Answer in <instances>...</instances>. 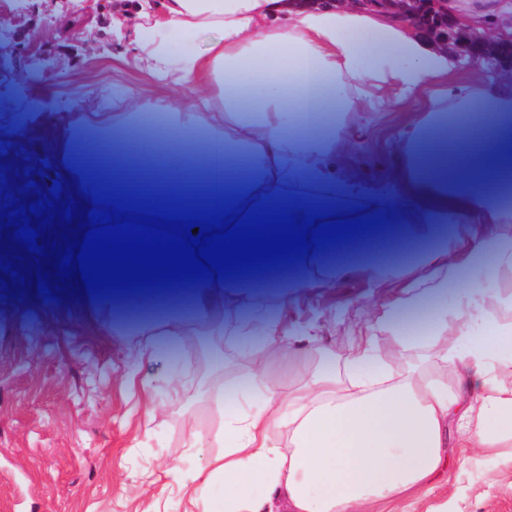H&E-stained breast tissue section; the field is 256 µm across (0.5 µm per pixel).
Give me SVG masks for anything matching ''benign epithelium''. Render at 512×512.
Returning a JSON list of instances; mask_svg holds the SVG:
<instances>
[{
	"label": "benign epithelium",
	"mask_w": 512,
	"mask_h": 512,
	"mask_svg": "<svg viewBox=\"0 0 512 512\" xmlns=\"http://www.w3.org/2000/svg\"><path fill=\"white\" fill-rule=\"evenodd\" d=\"M368 10L391 11L403 14L418 28L434 32L435 37L463 48L465 51L488 59L506 77L512 72V41H485L462 29L450 16L448 10L439 11L433 3L447 0H355Z\"/></svg>",
	"instance_id": "1"
}]
</instances>
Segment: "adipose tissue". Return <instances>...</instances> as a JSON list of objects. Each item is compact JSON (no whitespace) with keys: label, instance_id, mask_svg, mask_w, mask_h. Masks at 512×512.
Masks as SVG:
<instances>
[{"label":"adipose tissue","instance_id":"1","mask_svg":"<svg viewBox=\"0 0 512 512\" xmlns=\"http://www.w3.org/2000/svg\"><path fill=\"white\" fill-rule=\"evenodd\" d=\"M468 26L512 37V0H448ZM135 26L138 59L151 75L198 89L196 102L169 98L162 142L146 135L142 115L125 112L128 138L92 157L85 174L128 190L211 199L280 195L284 183L362 196L367 213L385 211L387 248L415 262L397 265L394 297L368 313L344 353L289 336L282 320L257 312L237 320L249 360L232 405L216 395L220 423L191 427L190 447L212 456L182 488L224 492L222 512H416L455 448L512 462V92L455 83L447 47L422 39L407 18L363 10L297 7L294 0H142ZM215 37L202 52L175 53L172 37ZM438 92L425 115L399 131L401 161L390 196L334 177L322 154L346 133L349 113L367 91H393L394 103L426 86ZM489 114L472 117L487 97ZM448 247H441V240ZM305 287L358 277L376 286L372 250L332 260L310 252L300 263ZM453 277V294L444 291ZM246 280L160 289L146 311L170 336H190L208 321L214 348L225 319L246 301ZM257 292L270 279L251 283ZM433 299L425 334L406 331L403 313ZM314 368L288 387L268 354Z\"/></svg>","mask_w":512,"mask_h":512}]
</instances>
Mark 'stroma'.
<instances>
[{
	"label": "stroma",
	"mask_w": 512,
	"mask_h": 512,
	"mask_svg": "<svg viewBox=\"0 0 512 512\" xmlns=\"http://www.w3.org/2000/svg\"><path fill=\"white\" fill-rule=\"evenodd\" d=\"M140 0H0V173L17 185L5 202H23L31 183L63 179L55 153L61 134L111 118L124 102L193 101L191 85L155 79L135 60L129 28ZM436 90L426 87L393 106L370 93L350 116V133L325 163L335 175L383 183L395 162L400 127L419 116ZM375 290L358 278L322 288L270 289L257 304L284 318L289 334L330 339L344 350ZM159 323L88 318L79 302L45 300L0 285V512H141L140 484L158 477L160 512H184L179 486L211 451L189 445L192 423L214 413L197 392L195 348L183 361L150 355ZM191 374L180 402H168L167 379ZM148 381L163 410L148 414L126 386ZM429 501L447 512H512V464L454 455Z\"/></svg>",
	"instance_id": "1"
}]
</instances>
